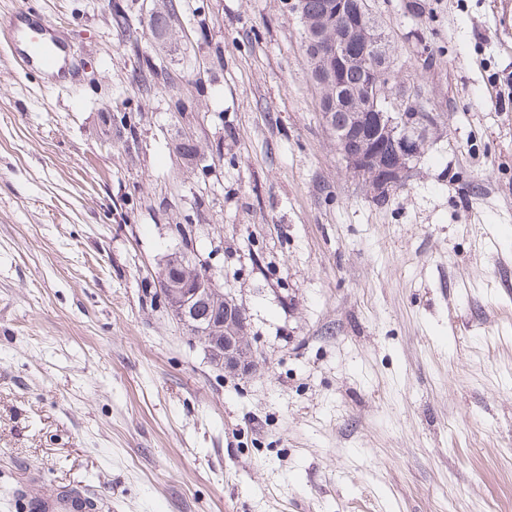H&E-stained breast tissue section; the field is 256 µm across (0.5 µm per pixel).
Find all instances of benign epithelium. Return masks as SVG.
Returning <instances> with one entry per match:
<instances>
[{
	"mask_svg": "<svg viewBox=\"0 0 512 512\" xmlns=\"http://www.w3.org/2000/svg\"><path fill=\"white\" fill-rule=\"evenodd\" d=\"M283 5L300 18L303 40L318 42L317 52L309 57L311 68L320 76L318 87L332 92L336 107L349 108L341 128L337 113H322L346 170L379 198L402 188L430 136L444 124V113L410 111L416 92L401 85L385 32L360 0H335L331 9L336 24L323 29L305 18L299 0H284ZM354 64L365 70L366 80L351 90L345 88L342 75ZM393 99L394 108L383 107V101ZM377 139L390 142V152L381 151ZM157 283L175 319L204 343L215 363L229 371L253 369L247 320L237 300L216 288L211 270L180 255L178 261L170 258L163 264Z\"/></svg>",
	"mask_w": 512,
	"mask_h": 512,
	"instance_id": "7a95c632",
	"label": "benign epithelium"
}]
</instances>
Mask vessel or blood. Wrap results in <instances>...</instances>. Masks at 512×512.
Wrapping results in <instances>:
<instances>
[{
    "instance_id": "obj_1",
    "label": "vessel or blood",
    "mask_w": 512,
    "mask_h": 512,
    "mask_svg": "<svg viewBox=\"0 0 512 512\" xmlns=\"http://www.w3.org/2000/svg\"><path fill=\"white\" fill-rule=\"evenodd\" d=\"M0 37L15 64L24 71L39 72L53 85L64 82L75 50L58 39L50 20L34 18L29 8L18 7ZM44 482L42 473L32 472L26 485L17 488L24 512H105L106 501L89 495L84 486H61L49 494L43 490Z\"/></svg>"
}]
</instances>
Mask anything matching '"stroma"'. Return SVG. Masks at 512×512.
Masks as SVG:
<instances>
[{"mask_svg":"<svg viewBox=\"0 0 512 512\" xmlns=\"http://www.w3.org/2000/svg\"><path fill=\"white\" fill-rule=\"evenodd\" d=\"M167 1L0 0L76 50L47 90L0 47V512L30 469L112 512H512V0H374L445 115L384 201L282 0H175L162 41ZM180 253L244 309L251 371L171 315Z\"/></svg>","mask_w":512,"mask_h":512,"instance_id":"1","label":"stroma"}]
</instances>
